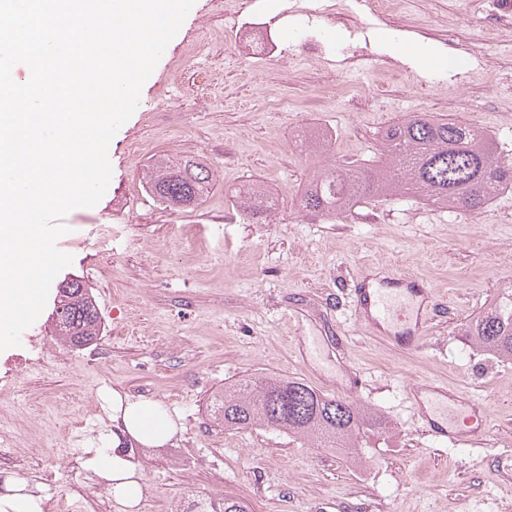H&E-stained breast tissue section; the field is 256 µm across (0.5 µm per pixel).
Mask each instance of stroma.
<instances>
[{
    "mask_svg": "<svg viewBox=\"0 0 512 512\" xmlns=\"http://www.w3.org/2000/svg\"><path fill=\"white\" fill-rule=\"evenodd\" d=\"M263 0L287 61L273 66L235 42L224 0H195L112 138L104 197L65 217L58 248L73 257L60 279L91 289L104 329L74 350L51 336L46 316L0 352V484L26 482L54 512H109L107 482L89 449L112 445L106 393L162 403L178 423L165 445L133 444L144 474L136 512H192L232 498L252 512H512V362L486 355L462 324L512 287V190L477 215L412 198L366 203L375 220L347 223L305 213L313 173L332 160H378L380 134L417 108L467 121L486 109L512 157V24L486 41L489 11L512 0H397L387 20L352 0ZM326 51L304 55L303 34ZM391 59L370 71L358 55ZM332 128L338 151L302 146V131ZM160 157L192 158L212 174L194 206L173 210L142 178ZM262 186L278 205L269 220L238 212L240 190ZM399 272L432 287L438 310L423 345L397 346L361 327L353 288L367 272ZM316 337L303 363L296 326ZM303 380L356 402L387 423L359 448H324L271 428L228 430L210 402L254 375ZM434 379L476 397L488 435L449 447L422 430L409 386Z\"/></svg>",
    "mask_w": 512,
    "mask_h": 512,
    "instance_id": "obj_1",
    "label": "stroma"
}]
</instances>
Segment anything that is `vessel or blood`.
<instances>
[{"label":"vessel or blood","instance_id":"1","mask_svg":"<svg viewBox=\"0 0 512 512\" xmlns=\"http://www.w3.org/2000/svg\"><path fill=\"white\" fill-rule=\"evenodd\" d=\"M355 294L358 324L404 348L422 345L430 330L434 303L429 285L413 277L391 274L382 278L377 288L370 287L368 280L359 281ZM410 394L416 400L423 396L428 399L427 407L418 410L428 435L447 438L454 445L468 442L467 432L457 423L465 412H479L478 400L461 398L426 380L412 384Z\"/></svg>","mask_w":512,"mask_h":512}]
</instances>
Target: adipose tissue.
Listing matches in <instances>:
<instances>
[{
	"mask_svg": "<svg viewBox=\"0 0 512 512\" xmlns=\"http://www.w3.org/2000/svg\"><path fill=\"white\" fill-rule=\"evenodd\" d=\"M112 420L122 433L145 447H159L177 431L173 417L160 404L146 399H130L120 393L109 396ZM88 468L107 480L112 496L125 508L135 507L144 489V480L133 457L119 447L94 448L86 461Z\"/></svg>",
	"mask_w": 512,
	"mask_h": 512,
	"instance_id": "ef3b65f1",
	"label": "adipose tissue"
}]
</instances>
